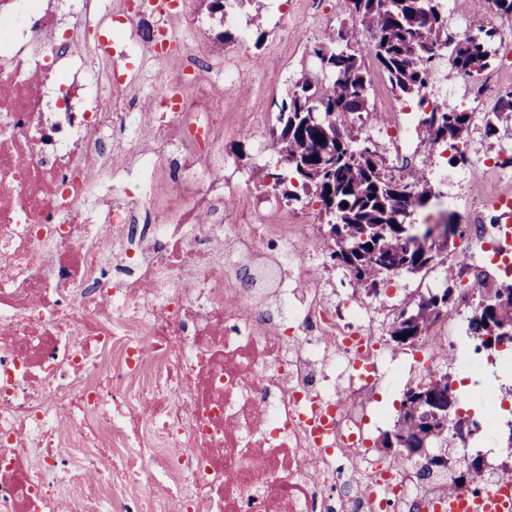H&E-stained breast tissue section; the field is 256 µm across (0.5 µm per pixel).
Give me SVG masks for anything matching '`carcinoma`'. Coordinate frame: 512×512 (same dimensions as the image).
Listing matches in <instances>:
<instances>
[{
	"instance_id": "obj_1",
	"label": "carcinoma",
	"mask_w": 512,
	"mask_h": 512,
	"mask_svg": "<svg viewBox=\"0 0 512 512\" xmlns=\"http://www.w3.org/2000/svg\"><path fill=\"white\" fill-rule=\"evenodd\" d=\"M343 6L358 25L332 28L312 47L322 78H304L286 91L272 140L286 170L288 200L304 196L310 203L334 207L336 224L323 236L330 258L349 271L353 287L367 293L382 281L374 257L385 256L415 274L427 269L439 250L429 233H414V214L432 197L428 162L396 177L380 152L351 134L352 116H378L370 109L368 67L359 37H370L372 62L386 73L393 91L422 104L436 49L448 45V15L441 0H343ZM496 34L490 28L478 41L470 33L457 37L460 49L451 68L479 75L494 53ZM440 111L446 113L447 123L436 126L424 120V139L432 147L453 150L454 159L463 157L471 128L480 125L491 138L499 122L512 119V90L499 95L489 112L432 109ZM420 324H432L423 298L402 310L389 331L393 336L405 334ZM467 332L476 338L492 332V319L481 307L474 308Z\"/></svg>"
}]
</instances>
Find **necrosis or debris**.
<instances>
[{
	"mask_svg": "<svg viewBox=\"0 0 512 512\" xmlns=\"http://www.w3.org/2000/svg\"><path fill=\"white\" fill-rule=\"evenodd\" d=\"M185 4L0 0V512H433L455 468L371 455L374 309L304 225L224 209L240 74L207 81ZM470 236L492 296L512 224Z\"/></svg>",
	"mask_w": 512,
	"mask_h": 512,
	"instance_id": "necrosis-or-debris-1",
	"label": "necrosis or debris"
}]
</instances>
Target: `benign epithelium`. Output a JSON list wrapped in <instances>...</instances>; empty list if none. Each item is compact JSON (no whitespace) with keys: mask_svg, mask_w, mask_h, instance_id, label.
Returning <instances> with one entry per match:
<instances>
[{"mask_svg":"<svg viewBox=\"0 0 512 512\" xmlns=\"http://www.w3.org/2000/svg\"><path fill=\"white\" fill-rule=\"evenodd\" d=\"M512 296V290L502 289L500 301L486 302L482 307L493 315V333L483 337L489 348L512 347V320L499 315V302ZM439 373L410 387L400 404L404 421L387 432L381 446L389 455H400L411 461H425L431 466H448V455L436 447L437 439L452 432L456 437H466L470 432L469 420L453 393V387H443Z\"/></svg>","mask_w":512,"mask_h":512,"instance_id":"obj_1","label":"benign epithelium"}]
</instances>
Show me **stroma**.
Returning <instances> with one entry per match:
<instances>
[{
  "label": "stroma",
  "mask_w": 512,
  "mask_h": 512,
  "mask_svg": "<svg viewBox=\"0 0 512 512\" xmlns=\"http://www.w3.org/2000/svg\"><path fill=\"white\" fill-rule=\"evenodd\" d=\"M186 5V22L198 30L193 49L211 63L213 77H221L223 68L230 65L243 72L236 91L224 97V109L232 113L237 124L236 129L224 135V158L230 164L224 186V207L230 212L248 210L254 203L252 190L257 183L258 169L273 170L277 162L273 153L258 157L251 126L259 122L268 129L275 126L278 105L286 89L313 62L312 46L321 39L325 29L348 28L353 20L344 12L342 0H281L277 10L271 8L270 0H238L228 22L211 17L200 0H187ZM458 13L472 31L493 23L503 36L502 45L489 67L476 79L449 65H435L428 94L430 99H437L440 88L452 84L474 102L478 111L488 112L500 92L512 88V21L491 17L486 0H458ZM391 128V123L367 118L353 122L354 131L360 137L369 138L391 165L425 166L435 197L416 212L417 223H427L442 206L456 211L464 225L477 220L486 224L504 222L505 217L495 203L502 196H512V166L498 164L500 158L512 154L511 122L503 123L493 138L485 137L482 128H475L467 152L470 163L466 166L452 164L446 153L429 156L420 139L402 154H395L389 142ZM469 166L477 168L479 176L462 180L461 175ZM446 285L445 267L440 264L420 274L393 277L381 287L378 297H367L366 302L371 305L380 298L399 311ZM494 358L496 363L503 360V352H495ZM496 363L463 372L449 360L442 361L440 367L451 375L460 407L473 418L482 416L484 406L482 400L473 396L472 387L490 383L498 387L497 433L483 431L471 435L469 444L485 460L512 466V448L506 442L512 433V377L499 374Z\"/></svg>",
  "instance_id": "obj_1"
}]
</instances>
